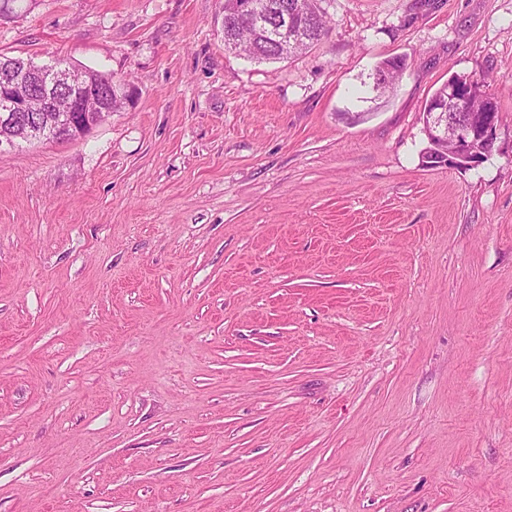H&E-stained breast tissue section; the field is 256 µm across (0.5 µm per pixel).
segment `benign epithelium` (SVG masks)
<instances>
[{"label": "benign epithelium", "instance_id": "1", "mask_svg": "<svg viewBox=\"0 0 512 512\" xmlns=\"http://www.w3.org/2000/svg\"><path fill=\"white\" fill-rule=\"evenodd\" d=\"M22 73L26 92H17V78L0 84V147L52 134L68 140L82 137L110 114L112 99L128 104L134 99L130 85L105 80L91 69L75 72L43 64L26 66ZM474 82L473 77L461 75L429 100L423 113L427 163L469 169L492 152L498 121L491 97L485 98L481 111L469 113L462 122H450Z\"/></svg>", "mask_w": 512, "mask_h": 512}]
</instances>
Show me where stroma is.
Listing matches in <instances>:
<instances>
[{
  "mask_svg": "<svg viewBox=\"0 0 512 512\" xmlns=\"http://www.w3.org/2000/svg\"><path fill=\"white\" fill-rule=\"evenodd\" d=\"M223 2L0 20L135 88L0 151V512H512V0H321L270 63ZM454 74L500 107L467 170L423 160ZM267 4H288V30L298 40L287 54L279 53L277 44L268 38L255 34L247 22L239 20L233 12V0H224L222 33L224 47L244 52L257 61H277L302 53L310 45L320 41L328 32L329 20L318 6L319 0H252ZM224 21V24H223Z\"/></svg>",
  "mask_w": 512,
  "mask_h": 512,
  "instance_id": "stroma-1",
  "label": "stroma"
}]
</instances>
